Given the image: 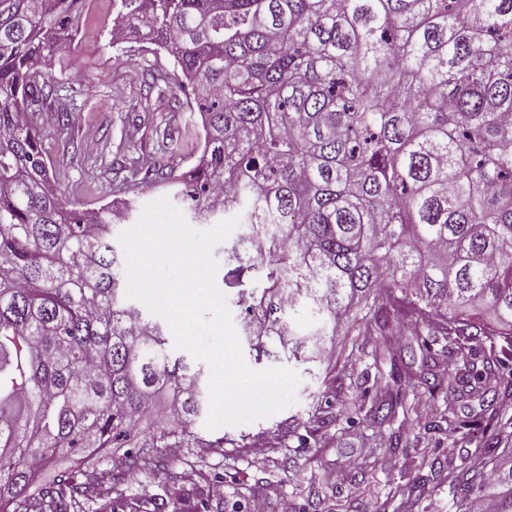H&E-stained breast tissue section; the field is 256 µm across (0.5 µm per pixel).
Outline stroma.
Instances as JSON below:
<instances>
[{
    "label": "stroma",
    "mask_w": 512,
    "mask_h": 512,
    "mask_svg": "<svg viewBox=\"0 0 512 512\" xmlns=\"http://www.w3.org/2000/svg\"><path fill=\"white\" fill-rule=\"evenodd\" d=\"M93 2L75 44L49 68L74 100L46 101L31 115L57 185L80 211L165 196L163 185L133 177L132 161L182 172L202 137L198 113L147 91L151 69L172 71V60L142 38L111 45L112 0ZM364 312L355 307L326 336L330 358L289 362L300 377L295 405L215 430L197 421L199 435L228 445L164 449L166 474L122 476L115 512H249L257 494L266 512H458L449 480L484 470L482 448H512V393L471 391L465 366L512 369V344L465 336L454 345L394 314L368 335ZM334 471L343 482L326 481ZM218 483L220 497L211 493Z\"/></svg>",
    "instance_id": "35a3bbf8"
}]
</instances>
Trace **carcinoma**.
<instances>
[{
	"label": "carcinoma",
	"instance_id": "obj_1",
	"mask_svg": "<svg viewBox=\"0 0 512 512\" xmlns=\"http://www.w3.org/2000/svg\"><path fill=\"white\" fill-rule=\"evenodd\" d=\"M86 0H0V512H79L164 448H222L194 426L206 375L122 299L124 209L78 211L52 185L28 113ZM111 41L173 59L152 83L193 95L203 150L152 169L197 223L240 215L224 249L256 363L306 360L356 300L449 340L512 342V0H113ZM168 414L140 429L151 402ZM127 448L96 486L31 493V461ZM460 512H512V452L451 484Z\"/></svg>",
	"mask_w": 512,
	"mask_h": 512
}]
</instances>
